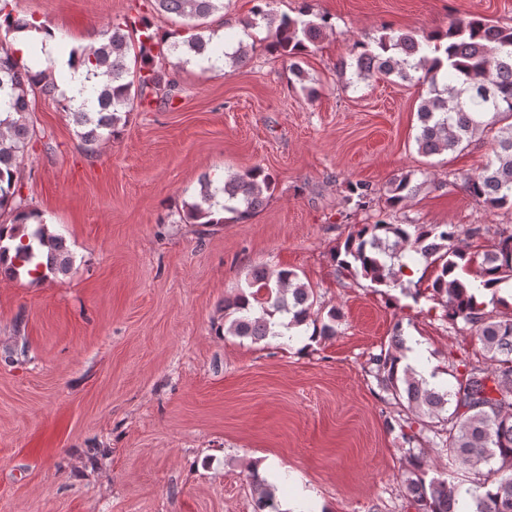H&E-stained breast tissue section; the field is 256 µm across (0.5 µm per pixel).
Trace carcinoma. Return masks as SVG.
<instances>
[{
  "mask_svg": "<svg viewBox=\"0 0 512 512\" xmlns=\"http://www.w3.org/2000/svg\"><path fill=\"white\" fill-rule=\"evenodd\" d=\"M154 9L181 19L188 36L169 41L152 33L145 40L132 41L130 30L149 26L147 17L111 22L97 32L98 44L74 47L69 58L86 65L88 91L94 106L84 100L75 107L60 97L57 104L80 128V147L86 149L109 142L119 134V126L138 106H151L152 94L163 92L162 102L174 105L176 82L163 67L169 56L180 52L183 62L200 57L209 68L221 59L234 66L245 65L250 51L243 45L231 53L211 47L212 38L199 32V20L224 8L223 0H151ZM272 0H256L251 17L244 26L255 28L266 21L267 47L292 61L309 51L332 28L330 18L310 13L304 6L295 16L276 15L268 9ZM31 25L27 18L14 15L11 0H0V28L5 33ZM447 38V67L436 56L437 36ZM139 64L130 75L129 55ZM354 69L360 80L379 73L403 81L416 80L427 86L426 97L418 109L420 131L415 138L418 151L425 156L444 151L463 150L479 132L493 134L492 156L483 168L465 178L469 195L477 203L494 209L512 210V26L473 15L451 22L448 28L419 40L383 26L381 34L370 42H357L351 61H342L339 69ZM53 64L32 73L18 63L13 52L0 50V211L12 216L16 227L26 209L16 203L20 197V165L33 137L26 122L29 96L40 92L52 95L56 81ZM418 72L420 76L413 77ZM272 188V177L261 168L227 176L221 182L204 178L197 198L185 205L183 221L189 224H224L212 218L213 210L249 217L263 206L264 193ZM420 184L413 174L393 176L386 185L388 212L372 224H363L346 237L343 250L334 255L338 270L360 276L377 285L404 287L403 270L409 263L425 261L434 266L435 275L427 287L429 300L439 305L440 318L446 323L463 325L482 345L484 360L448 358L452 381L436 385L410 366L398 373V361L411 350L402 321L393 326L389 347L368 359V373L392 405L387 422L399 429L409 444L403 483L415 512H461V493L470 496L472 512H512V312L499 313L478 302L480 288L512 283V228L497 230L499 241L483 252L481 275L492 276L473 286L458 271L465 270L471 257L461 237L477 238L487 228L467 229L457 224H396L391 212L417 194ZM34 265L50 273L66 275L72 260L64 240L38 224L20 237L15 255L5 269L14 278L19 269ZM224 310L235 314L226 332L253 342L284 336L336 335L341 314L338 309L318 305L317 294L289 269L269 272L252 270L247 286ZM435 453L448 459V467L460 465L469 471L468 487L454 484L439 473H431L427 455ZM248 478L257 494L258 512H281L274 489L258 470Z\"/></svg>",
  "mask_w": 512,
  "mask_h": 512,
  "instance_id": "carcinoma-1",
  "label": "carcinoma"
}]
</instances>
